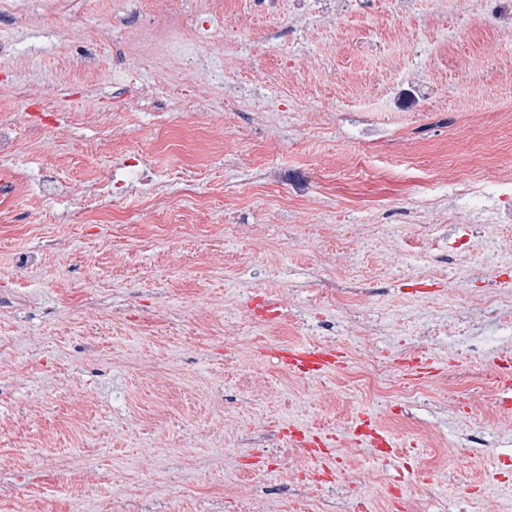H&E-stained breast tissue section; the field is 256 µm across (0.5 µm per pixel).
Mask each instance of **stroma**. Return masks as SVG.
Masks as SVG:
<instances>
[{"label":"stroma","instance_id":"obj_1","mask_svg":"<svg viewBox=\"0 0 512 512\" xmlns=\"http://www.w3.org/2000/svg\"><path fill=\"white\" fill-rule=\"evenodd\" d=\"M130 13L158 47L112 39ZM512 24L479 0H0V502L15 512H226L233 493L293 512L306 454L330 435L353 469L335 512H512V405L496 382L448 406V376L487 356L451 328L497 335L472 308L490 260L457 223L448 173L512 170ZM378 138L366 150L368 136ZM64 197L42 202L48 176ZM395 227L383 236L379 225ZM427 239L431 261L413 244ZM358 290L348 326L336 289ZM323 343L342 372L307 379L278 350ZM425 395L365 392L376 360ZM389 436L388 464L350 434ZM496 446L449 453L465 434Z\"/></svg>","mask_w":512,"mask_h":512}]
</instances>
